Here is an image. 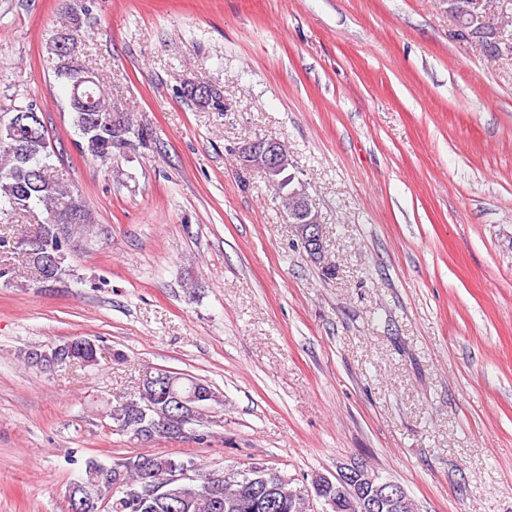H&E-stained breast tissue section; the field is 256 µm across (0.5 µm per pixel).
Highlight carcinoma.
<instances>
[{
    "instance_id": "obj_1",
    "label": "carcinoma",
    "mask_w": 512,
    "mask_h": 512,
    "mask_svg": "<svg viewBox=\"0 0 512 512\" xmlns=\"http://www.w3.org/2000/svg\"><path fill=\"white\" fill-rule=\"evenodd\" d=\"M69 109L78 136L76 146L95 161H103L104 156L114 154L116 149L136 142L145 145L151 139V133L135 127L128 114L112 111L108 93L98 81L88 87L81 106L71 103ZM14 114L24 115V126L19 128L23 146L19 152L14 140L0 138V213L37 211L43 219L38 224V233L32 238L14 241L9 236H0V251L21 256L25 264L36 271L40 288H62L73 272V266L67 263L71 255H66L59 267L49 261L48 255L65 250L70 242L80 243L79 249L83 250L97 241L94 217L84 207L75 222L52 223L55 210L72 196L73 190L61 185L51 175L53 152L49 150L45 125L36 118L37 106L19 107ZM69 345L75 362L86 366L98 364V347L92 339L77 336L69 340ZM164 375L166 382L143 387L137 395L109 410L107 417L112 422V430L140 443L156 438L182 439L187 437L186 429L171 419L172 415L179 414L177 400L191 404L204 392L208 398L197 404L200 410L221 403L218 393L202 379L172 371H166ZM185 462L194 464L191 459L186 461L170 453L130 456L111 466L90 457L84 461L80 480L68 490V512H73L74 501L87 494L109 500L112 512H257L253 503L261 491L250 485L246 469L238 471L230 480H208L200 485L184 483L177 486L171 500L135 510L116 494L112 480L105 476V471L115 465L123 472V478L136 482L145 476L149 466L173 468ZM308 505L300 480L295 478L263 512H309Z\"/></svg>"
}]
</instances>
